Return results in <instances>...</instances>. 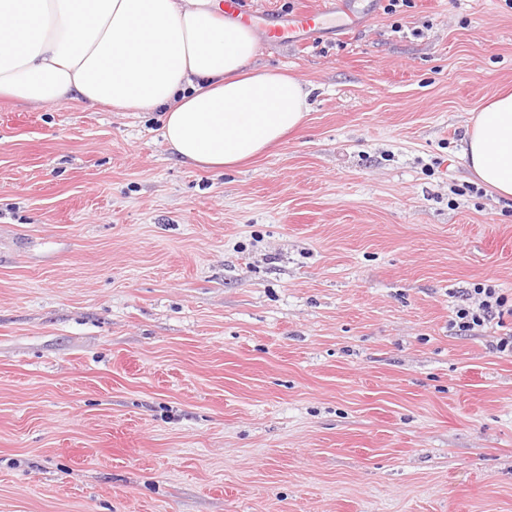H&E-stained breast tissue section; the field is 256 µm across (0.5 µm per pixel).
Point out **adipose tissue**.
Wrapping results in <instances>:
<instances>
[{"mask_svg": "<svg viewBox=\"0 0 512 512\" xmlns=\"http://www.w3.org/2000/svg\"><path fill=\"white\" fill-rule=\"evenodd\" d=\"M221 0H0V96L120 111L164 108L163 137L184 163L233 169L299 126L310 89L258 69L256 40ZM472 173L512 200V92L462 143Z\"/></svg>", "mask_w": 512, "mask_h": 512, "instance_id": "1", "label": "adipose tissue"}]
</instances>
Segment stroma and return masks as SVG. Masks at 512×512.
<instances>
[{
  "label": "stroma",
  "mask_w": 512,
  "mask_h": 512,
  "mask_svg": "<svg viewBox=\"0 0 512 512\" xmlns=\"http://www.w3.org/2000/svg\"><path fill=\"white\" fill-rule=\"evenodd\" d=\"M257 67L295 132L218 174L162 111L0 97V512H512V202L461 153L506 0H341ZM477 296L475 304L461 305L455 312V318L451 322V328H457L459 332H470L476 327H483L487 323L498 318L497 323L505 314L512 316V306L506 308L507 299L499 294L492 285H483L473 288Z\"/></svg>",
  "instance_id": "35a3bbf8"
}]
</instances>
